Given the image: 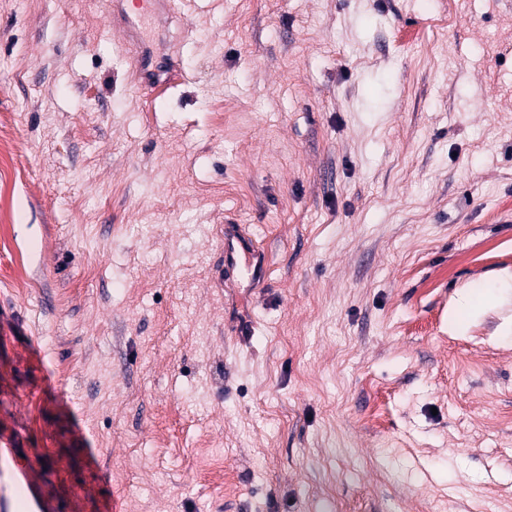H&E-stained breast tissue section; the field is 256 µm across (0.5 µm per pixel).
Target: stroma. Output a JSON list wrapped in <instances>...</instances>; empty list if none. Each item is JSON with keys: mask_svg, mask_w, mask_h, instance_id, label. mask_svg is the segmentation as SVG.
<instances>
[{"mask_svg": "<svg viewBox=\"0 0 512 512\" xmlns=\"http://www.w3.org/2000/svg\"><path fill=\"white\" fill-rule=\"evenodd\" d=\"M122 7L157 100L106 0H0V421L46 490L512 512V287L451 322L512 272V0ZM228 217L267 284H220ZM112 2V1H111ZM118 1L112 2V11L109 13L108 24L112 30L122 34L124 38H135L138 44V54L134 61L137 73L144 79L142 85L147 89H152L159 84L170 85L182 77L181 71L177 65H171L169 57L157 58L147 47L143 46L137 40V26L135 20L125 15H120L117 9ZM165 74L163 80L159 77Z\"/></svg>", "mask_w": 512, "mask_h": 512, "instance_id": "stroma-1", "label": "stroma"}]
</instances>
